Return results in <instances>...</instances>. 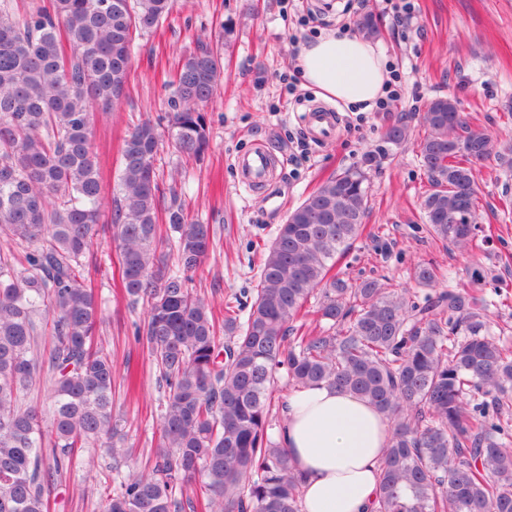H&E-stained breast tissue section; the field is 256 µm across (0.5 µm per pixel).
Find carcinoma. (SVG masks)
<instances>
[{
    "mask_svg": "<svg viewBox=\"0 0 512 512\" xmlns=\"http://www.w3.org/2000/svg\"><path fill=\"white\" fill-rule=\"evenodd\" d=\"M173 3L49 0L17 16L0 0V512H51L50 489L101 453L112 466L100 512H302V478L276 436L282 377L293 391L353 394L389 420L375 512H512V350L489 332L486 297L438 287L432 262L413 267L421 296L333 272L369 210L367 174L351 168L288 214L259 249L253 286L216 319L189 287L210 225L176 192L162 202L149 121L124 139L110 227L122 288L144 306L134 339L163 390L160 438L140 461L122 444L112 396L131 373L97 336L88 253L103 196L89 130L94 110L120 101L135 34ZM221 80L216 44L181 64L167 131L181 155L207 151L201 107ZM422 128L424 231L466 249L479 163L494 155L511 171L512 147L493 151L448 97L429 104ZM386 136L407 140L408 116H393ZM311 313L326 321L316 333ZM43 385L50 403H29Z\"/></svg>",
    "mask_w": 512,
    "mask_h": 512,
    "instance_id": "carcinoma-1",
    "label": "carcinoma"
}]
</instances>
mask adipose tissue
I'll return each instance as SVG.
<instances>
[{"mask_svg": "<svg viewBox=\"0 0 512 512\" xmlns=\"http://www.w3.org/2000/svg\"><path fill=\"white\" fill-rule=\"evenodd\" d=\"M304 87L359 112L385 95L381 52L358 35L327 31L296 58ZM279 438L303 479L304 512H374L390 422L364 400L326 385L288 394Z\"/></svg>", "mask_w": 512, "mask_h": 512, "instance_id": "ef3b65f1", "label": "adipose tissue"}]
</instances>
